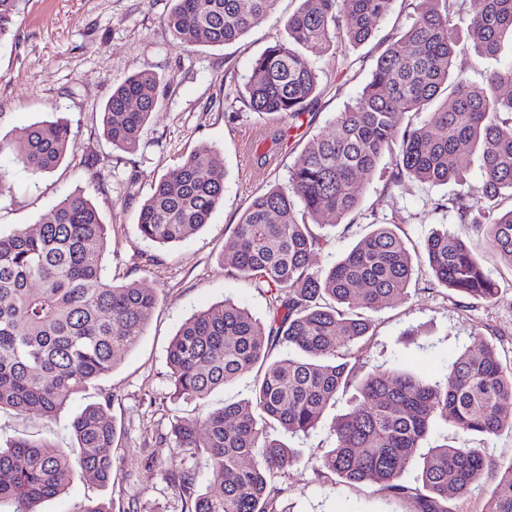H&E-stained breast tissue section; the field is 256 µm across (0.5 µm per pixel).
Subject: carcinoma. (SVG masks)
Here are the masks:
<instances>
[{
    "mask_svg": "<svg viewBox=\"0 0 512 512\" xmlns=\"http://www.w3.org/2000/svg\"><path fill=\"white\" fill-rule=\"evenodd\" d=\"M467 6L469 36L482 55L498 60L512 40V0H419L413 22L378 57L359 97L336 114L335 134L316 136L289 172L288 189L255 197L225 245L222 262L269 294L261 321L226 299L185 321L170 342L172 398L202 401L212 391L257 370L250 398L208 412L203 419L175 415L165 436L182 455L205 460L210 482L195 467L168 472L184 512H279L283 468L293 452L273 435H307L327 407L352 393L350 409L333 431L335 447L322 467L350 485H377L413 500L417 512H452L448 502L478 483L493 465L475 448L439 445L423 458L420 482L398 478L417 462L421 442L442 420L465 433L497 436L512 408V364L477 336L440 380L398 371L358 374L372 321L368 313L407 293L415 266L431 282L474 300H489L499 284L472 253L465 235L429 237L413 254L381 224L326 271L311 264L329 240L298 221L339 224L359 204L357 180L395 154L392 182L404 178L464 185L470 155L481 154V195L462 188L440 209L461 224L486 230L487 245L512 269V62L489 70L486 85L449 80L456 46L451 5ZM18 0H0V40L12 34ZM168 24L185 47L235 41L270 14L277 0H172ZM394 0H301L286 21L287 39L253 63L243 99L250 110L288 128L317 98L310 57L334 43L346 18L354 44L368 40ZM164 87L150 69L116 84L103 109V134L120 150L133 149ZM447 95L450 102L434 103ZM407 112L423 119L402 126ZM71 136L68 121H40L14 141L0 140L33 175L55 168ZM218 151L202 145L150 185L138 214L140 236L158 244L181 242L208 223L224 202L214 175ZM107 225L76 189L37 223L0 234V409L38 413L48 420L89 385L108 376L119 353L134 347L158 304L136 282L117 285L104 272ZM295 347L300 357L275 352ZM108 404H89L71 422L83 477L115 479L116 430ZM498 481L483 512H512V459L495 465ZM69 449L48 437L19 438L0 447V505L38 512L47 499L67 494Z\"/></svg>",
    "mask_w": 512,
    "mask_h": 512,
    "instance_id": "cac0c4a2",
    "label": "carcinoma"
}]
</instances>
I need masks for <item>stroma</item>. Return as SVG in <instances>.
<instances>
[{
  "label": "stroma",
  "mask_w": 512,
  "mask_h": 512,
  "mask_svg": "<svg viewBox=\"0 0 512 512\" xmlns=\"http://www.w3.org/2000/svg\"><path fill=\"white\" fill-rule=\"evenodd\" d=\"M417 0H395L371 38L351 44L336 38L331 50L313 57L318 96L310 122L297 135L273 146L266 164L254 153L267 136V119L247 108L238 96L254 60L270 45L286 39L285 22L299 0H278L274 12L243 37L223 46L184 48L171 33L170 0H18L13 35L0 40V138L8 140L30 124L67 118L72 136L63 161L34 177L10 154L0 165L12 173V189L0 195V232L35 223L74 189H82L109 229L104 264L113 282H136L154 291L158 307L138 344L118 356L112 373L90 386L55 420L34 413L0 411V443L17 437L48 436L74 447L70 422L90 403L109 402L117 431L112 451L114 484L100 486L74 473L67 495L44 501L40 512H70L74 502H110L112 512H182L167 482L168 470L181 457L158 437L172 415L198 417L246 399L254 373L214 390L201 403L170 398L167 350L192 314L232 299L258 319H266L269 296L232 275L220 260L224 245L252 199L273 187L287 188L290 168L308 139L333 133V119L352 103L370 78L379 55L410 23ZM455 74L483 84L488 62L481 59L466 28L456 34ZM160 76L166 93L152 112L135 149H113L103 136L102 108L114 85L143 69ZM219 151L216 172L224 179V202L198 233L176 244L159 245L137 232L141 203L152 180L175 168L196 147ZM392 157L359 181L358 208L328 228L330 245L312 258L314 267L330 268L376 225H393L410 251H418L435 232L460 231L454 213L435 209L457 187L415 180L393 184ZM488 301L466 299L430 284L426 269L416 270L407 295L371 313L374 334L361 362L364 371L395 370L439 379L449 364L484 335L504 363L512 362V279L499 281ZM345 402L328 408L310 435H284L294 457L285 469L280 512H416L370 485H349L320 468L319 459L336 444L331 424ZM480 452L493 462L512 459V411L499 436L466 434L436 422L421 453L443 441Z\"/></svg>",
  "instance_id": "stroma-1"
}]
</instances>
